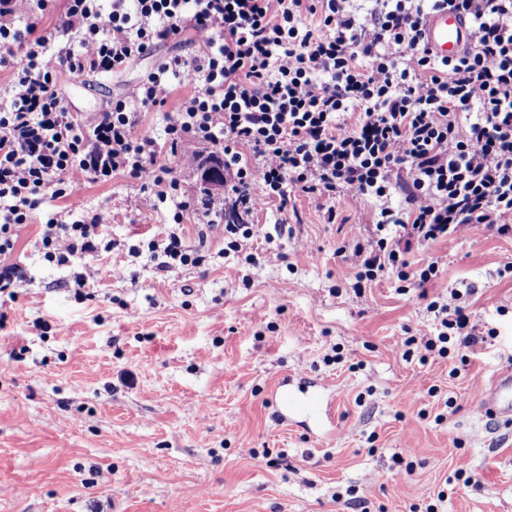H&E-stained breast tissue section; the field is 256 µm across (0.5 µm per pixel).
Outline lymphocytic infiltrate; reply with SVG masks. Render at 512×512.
Here are the masks:
<instances>
[{"label":"lymphocytic infiltrate","mask_w":512,"mask_h":512,"mask_svg":"<svg viewBox=\"0 0 512 512\" xmlns=\"http://www.w3.org/2000/svg\"><path fill=\"white\" fill-rule=\"evenodd\" d=\"M49 0H0V47L26 46V62L0 96V256L32 223L44 194L78 197L122 175L175 211L149 251L169 272L197 267L185 236L181 181L168 166L186 143L224 164V200L202 196L203 226L220 227L225 252L249 255V219L294 191L322 200L325 223L345 195L368 201L372 228L352 235L357 281L395 271L407 288L439 279L427 246L484 224L512 236V0H65L53 27ZM449 7L468 46L443 61L427 47L426 16ZM202 34L192 58L172 56L129 94L91 117L69 112L57 70L112 73L151 49ZM180 86L163 139L141 129ZM103 210L51 212L34 246L58 267L81 264L76 288L97 272ZM453 288L427 306L430 327L405 337V357L427 363L477 341L478 325Z\"/></svg>","instance_id":"lymphocytic-infiltrate-1"}]
</instances>
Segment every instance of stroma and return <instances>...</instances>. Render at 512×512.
I'll list each match as a JSON object with an SVG mask.
<instances>
[{
    "label": "stroma",
    "instance_id": "stroma-1",
    "mask_svg": "<svg viewBox=\"0 0 512 512\" xmlns=\"http://www.w3.org/2000/svg\"><path fill=\"white\" fill-rule=\"evenodd\" d=\"M197 50L190 31L115 76L61 72L64 104L92 116ZM77 205L109 212L115 244L91 257L84 299L34 248L38 223L9 256L25 277L0 299V512H512V420L479 409L512 368V237L477 224L427 249L436 290L467 289L497 336L467 363L423 364L400 342L429 325L424 301L392 275L354 290L337 252L367 230L360 201L338 197L328 224L298 195L254 216L284 227L254 241V262L220 257L211 229L204 264L169 272L129 253L168 219L151 193L116 177ZM299 371L326 385L333 425L278 420L274 393ZM463 459L476 483L456 479Z\"/></svg>",
    "mask_w": 512,
    "mask_h": 512
}]
</instances>
